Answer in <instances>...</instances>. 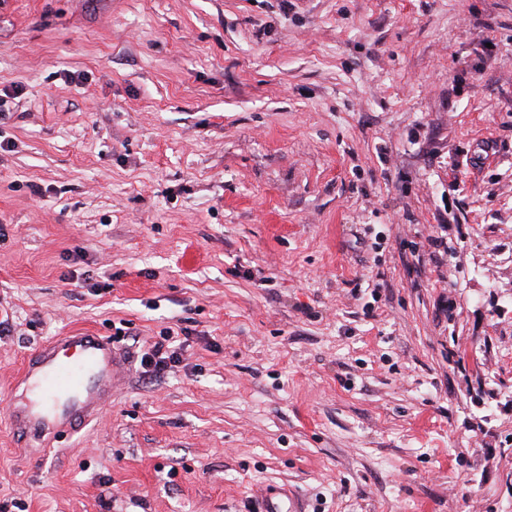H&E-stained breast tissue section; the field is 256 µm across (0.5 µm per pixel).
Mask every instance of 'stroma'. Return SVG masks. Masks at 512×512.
I'll return each instance as SVG.
<instances>
[{"label":"stroma","instance_id":"1","mask_svg":"<svg viewBox=\"0 0 512 512\" xmlns=\"http://www.w3.org/2000/svg\"><path fill=\"white\" fill-rule=\"evenodd\" d=\"M0 136L9 512H512V0H0ZM72 329L128 375L37 452ZM170 328L163 331L161 340L154 342L140 355V367L145 375L159 374L180 362L177 351L172 349L170 340L173 339ZM127 370L110 337L70 331L48 340L21 369L13 387L19 397L11 405L13 431L40 442L73 421H92L122 384ZM27 391L38 392L48 401L60 397L64 401L46 411L24 402ZM257 512H306L302 502L291 492L266 491Z\"/></svg>","mask_w":512,"mask_h":512}]
</instances>
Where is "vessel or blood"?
Wrapping results in <instances>:
<instances>
[{
	"mask_svg": "<svg viewBox=\"0 0 512 512\" xmlns=\"http://www.w3.org/2000/svg\"><path fill=\"white\" fill-rule=\"evenodd\" d=\"M127 363L112 340L71 331L48 340L22 368L11 406L13 431L34 442L72 422L92 421L127 375ZM257 512H305L296 496L268 491Z\"/></svg>",
	"mask_w": 512,
	"mask_h": 512,
	"instance_id": "vessel-or-blood-1",
	"label": "vessel or blood"
}]
</instances>
